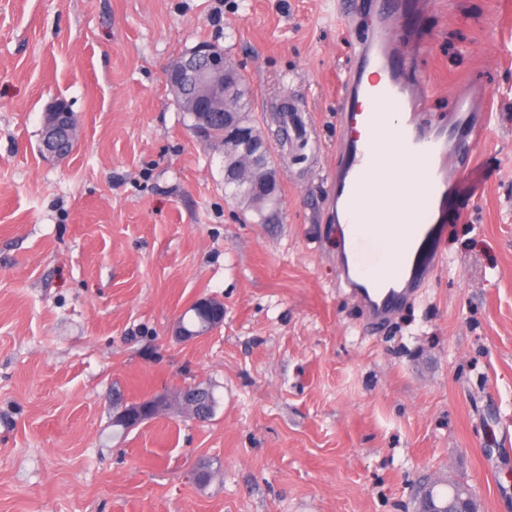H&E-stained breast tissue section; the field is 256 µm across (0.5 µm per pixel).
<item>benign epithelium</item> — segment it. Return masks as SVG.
Here are the masks:
<instances>
[{"mask_svg":"<svg viewBox=\"0 0 512 512\" xmlns=\"http://www.w3.org/2000/svg\"><path fill=\"white\" fill-rule=\"evenodd\" d=\"M170 90L182 95L181 106L195 117L193 129L199 137H205L214 113L224 116L226 137L236 149L238 166L248 169L255 163L253 142L249 141V128L240 126L234 100L224 91V50L212 43H199L185 54L173 59L165 70ZM74 125L67 102L55 100L47 109L44 141L52 148L62 137L72 131ZM171 403L169 393L162 392L139 402L134 411H122L118 421L128 428H135L155 418ZM433 482L423 491L417 512H449V506L433 497Z\"/></svg>","mask_w":512,"mask_h":512,"instance_id":"7a95c632","label":"benign epithelium"}]
</instances>
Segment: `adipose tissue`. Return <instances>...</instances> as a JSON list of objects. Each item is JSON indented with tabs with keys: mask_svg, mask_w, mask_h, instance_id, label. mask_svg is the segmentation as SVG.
Instances as JSON below:
<instances>
[{
	"mask_svg": "<svg viewBox=\"0 0 512 512\" xmlns=\"http://www.w3.org/2000/svg\"><path fill=\"white\" fill-rule=\"evenodd\" d=\"M394 136V129H387L377 145L385 156V164L374 177L376 194L366 202L363 218L364 224L389 229L392 238L385 243L389 249L397 244H409L416 192L425 179L420 162L394 148Z\"/></svg>",
	"mask_w": 512,
	"mask_h": 512,
	"instance_id": "1",
	"label": "adipose tissue"
}]
</instances>
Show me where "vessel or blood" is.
<instances>
[{
  "label": "vessel or blood",
  "mask_w": 512,
  "mask_h": 512,
  "mask_svg": "<svg viewBox=\"0 0 512 512\" xmlns=\"http://www.w3.org/2000/svg\"><path fill=\"white\" fill-rule=\"evenodd\" d=\"M410 8L408 0H378L369 33L341 81L343 134L336 149L331 201L348 227L339 281L357 300L372 324L393 312L427 283L442 259V226L449 202L455 200L466 177L452 165L460 147L478 150L487 123H475L474 100L456 99L447 124L427 121V103L408 76V56L395 40V25ZM373 102V109L361 106ZM395 114L401 153L423 161L425 189L417 196L412 241L405 251L384 250L375 230L356 224L355 214L368 174L381 165L374 141L387 114Z\"/></svg>",
  "instance_id": "b4317fda"
}]
</instances>
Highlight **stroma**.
Here are the masks:
<instances>
[{
	"mask_svg": "<svg viewBox=\"0 0 512 512\" xmlns=\"http://www.w3.org/2000/svg\"><path fill=\"white\" fill-rule=\"evenodd\" d=\"M0 0V512H415L437 478L512 512V0H428L398 26L443 124L492 114L430 283L371 325L337 282L340 85L370 0ZM212 42L241 65L281 220L224 196V156L165 81ZM289 98L291 139L274 138ZM78 119L42 147L48 104ZM224 322L180 343L198 300ZM200 383L217 405L119 431ZM217 476L199 483L200 461ZM171 403L169 393L162 392L154 395L148 400L139 402L136 411L123 410L118 417V421L129 429L135 428L146 420L155 418L161 411L167 409Z\"/></svg>",
	"mask_w": 512,
	"mask_h": 512,
	"instance_id": "obj_1",
	"label": "stroma"
}]
</instances>
